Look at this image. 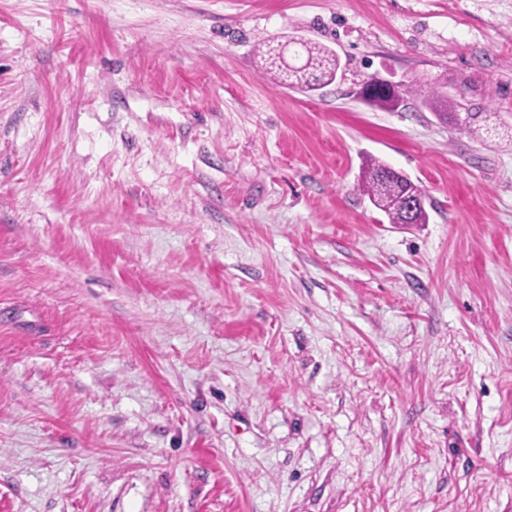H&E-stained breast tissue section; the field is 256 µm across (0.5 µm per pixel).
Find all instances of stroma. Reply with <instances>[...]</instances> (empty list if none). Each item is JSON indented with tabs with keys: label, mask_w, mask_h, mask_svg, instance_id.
<instances>
[{
	"label": "stroma",
	"mask_w": 512,
	"mask_h": 512,
	"mask_svg": "<svg viewBox=\"0 0 512 512\" xmlns=\"http://www.w3.org/2000/svg\"><path fill=\"white\" fill-rule=\"evenodd\" d=\"M0 512H512V0H0ZM299 56L298 67L288 68V60L278 62V69L287 78H294L293 84L307 87L309 90L316 89L318 85L330 84L339 68L338 60L326 47L302 43L297 50ZM389 168L378 159H370L364 166L359 188L370 202L383 211L392 224H424L428 221L426 209L410 215L397 202L409 189L405 179H388Z\"/></svg>",
	"instance_id": "obj_1"
}]
</instances>
